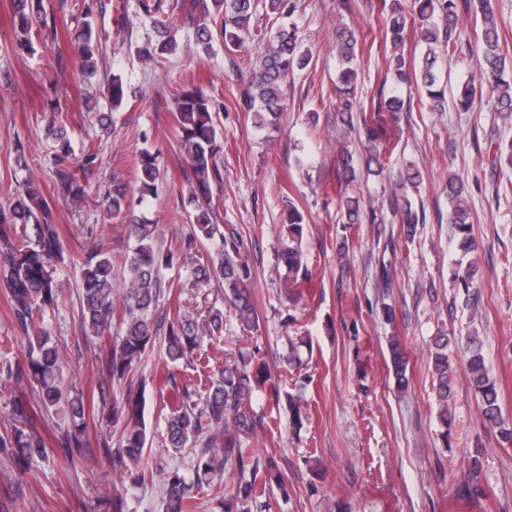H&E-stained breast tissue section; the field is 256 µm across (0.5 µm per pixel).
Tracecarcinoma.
Here are the masks:
<instances>
[{
	"instance_id": "cac0c4a2",
	"label": "carcinoma",
	"mask_w": 512,
	"mask_h": 512,
	"mask_svg": "<svg viewBox=\"0 0 512 512\" xmlns=\"http://www.w3.org/2000/svg\"><path fill=\"white\" fill-rule=\"evenodd\" d=\"M494 0H475L481 18V33L474 52L481 57L489 78L488 87L475 85L469 80L460 84L454 97L455 108L468 112L476 97L488 94L495 101L496 111L503 119L512 117V79L505 72L512 69L501 52L500 36L492 3ZM271 13L279 24L269 36L255 32L250 21L255 6L253 0H203L202 22L197 25L195 39L204 51L212 48L215 40L224 43V49L236 52L246 38L257 37L265 42V49L256 65L249 69V81L240 91L238 104L247 111L261 116V122L274 125L285 110L284 83L296 70L307 68L312 59L310 51L302 48L299 28L293 20L294 0H268ZM43 8L42 0H14L17 18L16 47L34 52L29 38L32 17ZM142 13L151 18L158 38L137 47L139 59L153 67H164L167 56L176 52L178 43L172 33V22L158 17L157 0H140ZM94 4L87 5L80 29L81 50L77 68L83 84L92 89V79L104 61V52L96 30ZM459 0H414L412 20H407L400 4L392 5L386 19L385 60L388 70L394 72L397 82L416 80L426 91L436 110L442 109L445 88L440 83L439 59L451 56L456 45L459 21ZM419 26L425 51L419 64L404 56V33L407 23ZM356 31L349 27L336 29V54L340 63L337 74L336 118L352 130L359 127L367 140V170L374 176L384 174L378 126L385 121L384 114L394 119L404 107L397 93L378 99L370 110L362 108L358 98L356 65ZM110 109L119 111L127 93L121 76L112 75L104 92ZM173 119L178 141L187 168L184 178L189 185L188 194L181 198L180 215L191 224L195 238L208 242L206 262L195 267L200 282L212 278L224 284L226 309L213 307L199 320L189 313L176 312L164 322L155 319L161 297L160 268L172 264V251L154 246L159 225L147 223L134 215L135 209L155 197L159 175L160 151L144 149L137 159V195L128 194L120 184L114 186L108 209L112 215L124 214L128 218L126 230L133 247L124 259L127 279L123 285L121 330L109 344L101 365V395L106 421L122 426L120 446L113 448L103 442V456L114 470L136 471L134 480L145 481L142 469L149 439L144 419V397L124 392L108 396L113 387L126 382L147 350L164 338L169 362L192 363L194 354L204 342L212 344L224 340V320L234 316L246 331L257 330L258 312L253 301L254 281L245 256L242 235L232 224L217 223L212 200L213 190H222L224 169L220 164L223 142L219 132V108L222 102L213 95L191 85L173 88ZM48 138L55 146L57 167L54 178L58 193L73 201H82L86 187L71 170L73 149L62 127L50 125ZM340 186L338 205L347 224L362 222V205L353 193L357 176L348 151L340 154L336 167ZM422 173L413 165L402 169L390 196L392 222L403 226L411 235L420 223L419 212L408 197L406 189H418ZM449 240L456 250L467 256L477 251L473 233L471 210L466 201L464 183L448 177ZM53 211L38 184L27 179L16 186L7 198V207L0 208V288L10 298L12 322L21 333L24 355L15 363L0 366V378L17 385H29L35 391L38 405L67 420L59 445L70 463L88 459L86 404L78 389L66 390L60 380L62 353L58 341L51 335L46 317L57 303L61 284L56 279L55 261L61 251L57 233L52 227ZM288 243L282 246L280 262L287 271L285 294L291 303L303 296L300 287L313 278L302 249L304 215L293 203L288 205ZM113 265L110 252L96 244L88 251L81 267L82 337L101 339L111 332L114 313ZM478 271L476 259L467 262L464 269L453 272V287L464 296H470ZM448 335L435 338L430 351L433 392L443 438L451 435L454 421L452 390L453 369L448 355ZM389 372L398 389L407 388L409 360L399 337L389 340ZM466 376L469 387L481 400L484 423L491 427L501 425L498 391L491 380L480 338L472 333L465 336ZM288 382V374L271 375L267 363L259 352L240 351L233 361L206 373L202 391L184 387L174 389L172 406L163 437L167 450L174 453L190 446L195 449V463L189 473L179 469L155 467L160 478L164 498V512H194L198 495L209 493L216 501L219 512H246L249 504L276 487L287 491L280 459L276 454L262 458L248 448L259 432L271 429L268 416L256 409V402L265 390L280 399L281 387ZM288 411L294 426L303 424L301 397L286 394ZM30 402L17 399L13 403V423L0 433V456L10 457L19 465L18 478H23L34 461H43L52 449L29 414ZM229 470L237 474V482L222 488L221 476ZM454 487L459 495L482 496V468L478 456L473 455L466 467L457 473Z\"/></svg>"
}]
</instances>
